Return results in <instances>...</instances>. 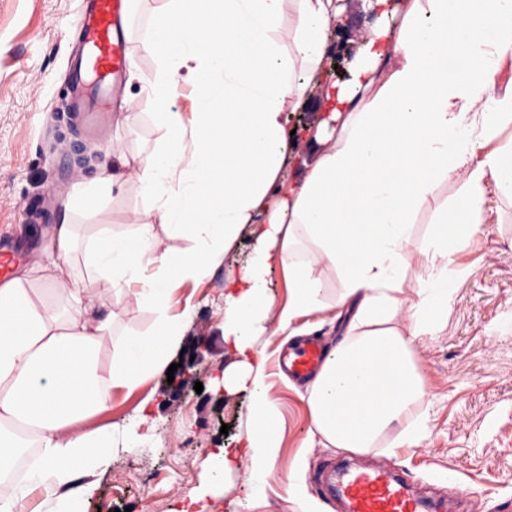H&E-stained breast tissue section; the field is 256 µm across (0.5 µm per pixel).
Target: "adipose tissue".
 I'll list each match as a JSON object with an SVG mask.
<instances>
[{"label":"adipose tissue","mask_w":512,"mask_h":512,"mask_svg":"<svg viewBox=\"0 0 512 512\" xmlns=\"http://www.w3.org/2000/svg\"><path fill=\"white\" fill-rule=\"evenodd\" d=\"M336 14L334 0H165L158 8L143 44L161 65L150 90L168 134L143 168L153 219L131 233L100 225L85 246L94 273L127 290L128 300L152 306L153 329L113 340L111 298L73 286L70 224L57 226L44 248L48 274L0 285V466L16 448L39 450L27 482L0 497V512H28L37 488L90 494L87 479L109 461L114 440L84 422L113 391L167 372L185 336L184 321L167 309L173 289L208 278L247 224L257 227L255 245L226 287L222 330L235 357L224 389L249 388V426L237 447L211 453L177 512H205L202 501L237 464L259 473L274 462L280 413L254 341L321 307L325 268L339 271L337 302L351 316L308 390L323 446L359 452L391 430L395 448L425 438L427 415L416 407L426 383L413 345L434 335L452 302L448 262L478 242L488 191L512 199V149L491 145L512 125V84L498 83L512 61V0H406L400 27L368 31L350 81L321 98L340 122L336 135L292 181L284 173L292 148L284 114L303 106ZM287 16L288 56L277 39ZM383 61L389 67L381 75ZM183 68L199 98L189 129L167 106ZM461 173L466 190L437 213L423 248L425 274L406 301L410 218L437 181ZM159 226L191 248L158 251ZM276 270L290 285L281 308L268 282ZM52 294L70 301L68 313L54 308ZM106 344L112 362L104 368Z\"/></svg>","instance_id":"1"}]
</instances>
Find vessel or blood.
<instances>
[{"mask_svg": "<svg viewBox=\"0 0 512 512\" xmlns=\"http://www.w3.org/2000/svg\"><path fill=\"white\" fill-rule=\"evenodd\" d=\"M127 0H89L79 22L84 52L74 67L75 80L92 76L98 94L119 89L130 64L126 33ZM327 356L319 336L290 347L282 365L297 381L313 376ZM318 493L341 512H447V502L419 496L382 458L365 465L324 462L317 470Z\"/></svg>", "mask_w": 512, "mask_h": 512, "instance_id": "b4317fda", "label": "vessel or blood"}]
</instances>
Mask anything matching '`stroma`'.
Segmentation results:
<instances>
[{"label":"stroma","instance_id":"stroma-1","mask_svg":"<svg viewBox=\"0 0 512 512\" xmlns=\"http://www.w3.org/2000/svg\"><path fill=\"white\" fill-rule=\"evenodd\" d=\"M403 2L389 0V13L382 18L366 0H338L342 12L331 25L324 62L335 81L350 79V65L365 32L382 21L393 28L400 25ZM83 6L84 0H0V238L24 246L23 258L13 268L17 274L46 264L42 248L58 224L78 225L85 237L100 224L126 233L136 222L151 219L153 203L140 174L146 157L164 147L166 134L154 119L157 107L146 92L159 63L142 43L158 2H129L134 62L111 107V134L103 140L86 136L71 107V63ZM131 112L137 120L130 125L125 117ZM324 117L314 90L304 107L285 113L284 126L299 145L298 155L288 160L290 178L299 177L305 162L315 158V135ZM106 165L120 173V180L94 204H84L86 187L100 178ZM464 188L461 176L438 181L413 215L405 298L415 297L419 250L435 230L437 212ZM483 228L479 243L454 254L448 266L455 293L439 330L420 337L414 346L426 381L428 433L410 448L391 447L385 435L373 449L426 494L447 496L462 485L469 492L466 512H497L500 502L512 499V204L497 193L486 196ZM253 244L249 233H242L209 279L184 283L170 298L171 314L188 316L179 360H187L198 343L210 345L196 367L202 392L190 385L173 389L160 376L132 392H114L108 408L86 421L89 429L111 426L123 431L138 420L141 401L150 402L147 438L119 450L97 471L92 495L75 504V512H176L180 497L197 484L209 453L219 445L235 447L247 425L249 394H228L223 404H216L210 380L232 361L219 329L224 282L239 270ZM70 273L82 293L112 296L116 333L141 336L150 331L152 308L112 294L110 282L89 273L83 249L74 252ZM323 281L322 308L299 317L294 326L323 336L332 347L341 339L347 311L336 305L338 272L327 270ZM287 341V334L270 332L256 342L266 358L267 388L281 417L276 461L259 474L240 466L227 479L223 495L210 500L208 512H299L288 497L294 485L315 512H336L317 492L311 474L320 458L341 462L355 455L312 444L307 391L277 367ZM300 458L303 470L292 473L291 463ZM117 485L122 494H113Z\"/></svg>","mask_w":512,"mask_h":512}]
</instances>
